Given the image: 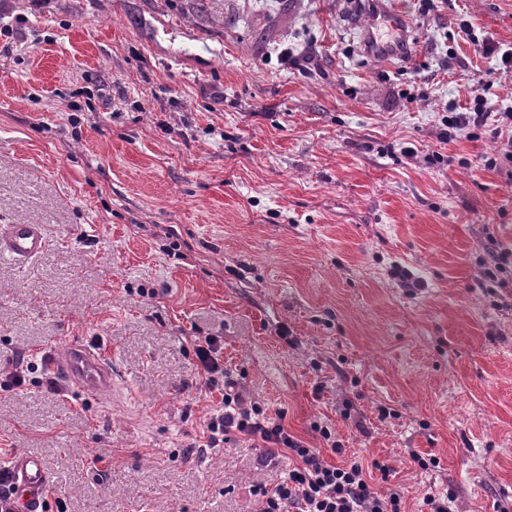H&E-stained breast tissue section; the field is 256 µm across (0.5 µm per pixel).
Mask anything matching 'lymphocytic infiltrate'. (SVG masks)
<instances>
[{"mask_svg": "<svg viewBox=\"0 0 512 512\" xmlns=\"http://www.w3.org/2000/svg\"><path fill=\"white\" fill-rule=\"evenodd\" d=\"M488 116L487 101L480 95L466 107L449 104L448 113L442 118L445 140L479 138ZM190 344L198 376L208 389L219 391L221 401L210 411L201 441L189 444L187 453L217 452L225 444L242 442L261 449V465L282 459L289 462L275 488L260 482L250 486L252 512H402L398 493L383 498L372 492L361 464L336 466L324 459V451H342L329 426L316 427L325 449L307 446L288 432L281 419L270 418L261 406L248 400L225 370L221 343L216 337L194 336Z\"/></svg>", "mask_w": 512, "mask_h": 512, "instance_id": "f902f5d3", "label": "lymphocytic infiltrate"}]
</instances>
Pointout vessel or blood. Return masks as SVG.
Wrapping results in <instances>:
<instances>
[{
    "label": "vessel or blood",
    "instance_id": "obj_1",
    "mask_svg": "<svg viewBox=\"0 0 512 512\" xmlns=\"http://www.w3.org/2000/svg\"><path fill=\"white\" fill-rule=\"evenodd\" d=\"M369 19L366 39L372 42L374 55L383 59L394 57L400 46L409 40L406 19L401 10L385 4L384 0H376ZM383 26L395 33V42L378 41L376 31ZM47 246L48 238L43 225H0V259L23 264L39 257ZM50 357L53 366L60 369L72 387L98 398L111 397L116 379L111 362L99 349L74 342L51 350ZM9 470L14 483V512H44V493L49 477L41 460L22 452L12 457Z\"/></svg>",
    "mask_w": 512,
    "mask_h": 512
}]
</instances>
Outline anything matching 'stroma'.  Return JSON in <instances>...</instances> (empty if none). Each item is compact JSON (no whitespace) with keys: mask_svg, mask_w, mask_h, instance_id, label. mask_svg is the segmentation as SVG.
I'll use <instances>...</instances> for the list:
<instances>
[{"mask_svg":"<svg viewBox=\"0 0 512 512\" xmlns=\"http://www.w3.org/2000/svg\"><path fill=\"white\" fill-rule=\"evenodd\" d=\"M398 6L412 51L388 64L359 0H0V224L49 238L0 260V368L90 341L120 388L0 391V462L38 455L47 501L250 512L287 461L184 453L221 400L190 339L216 336L246 394L311 446L330 425L326 461L405 512L448 492L512 512V268L483 275L490 240L512 246V163L483 165L512 72L483 86L496 60L458 34L512 47V0ZM478 94L479 139L445 143L442 108Z\"/></svg>","mask_w":512,"mask_h":512,"instance_id":"stroma-1","label":"stroma"}]
</instances>
